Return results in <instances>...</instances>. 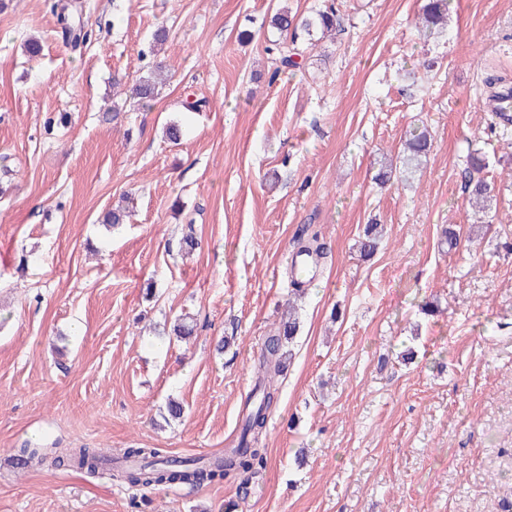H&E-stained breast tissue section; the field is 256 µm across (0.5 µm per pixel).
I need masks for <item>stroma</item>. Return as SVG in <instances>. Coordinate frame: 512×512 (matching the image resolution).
Returning a JSON list of instances; mask_svg holds the SVG:
<instances>
[{
  "instance_id": "obj_1",
  "label": "stroma",
  "mask_w": 512,
  "mask_h": 512,
  "mask_svg": "<svg viewBox=\"0 0 512 512\" xmlns=\"http://www.w3.org/2000/svg\"><path fill=\"white\" fill-rule=\"evenodd\" d=\"M53 2L0 9V156L13 170L0 174V512H503L512 131L484 106L487 78L512 81V0H453L447 37L428 40L424 0H335L343 31L278 73L264 52L271 13L324 0H80L92 35L78 50ZM32 36L43 44L34 59ZM159 58L158 98L104 122L113 81L129 88ZM189 95L206 110L185 113ZM59 112L70 123L46 132ZM180 119L174 145L163 129ZM423 127L433 149L409 179L400 144ZM474 150L494 187L481 212L465 191ZM383 155L394 171L380 185ZM129 192L131 222L103 233L102 213ZM371 221L384 238L365 260ZM189 224L201 247L186 258ZM306 231L327 256L278 380L259 477L129 488L106 471L10 467L34 446L114 458L132 446L203 458L232 447ZM180 313L196 324L187 345L162 334ZM409 347L418 357L405 365ZM171 398L181 420L165 419Z\"/></svg>"
}]
</instances>
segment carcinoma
<instances>
[{"mask_svg": "<svg viewBox=\"0 0 512 512\" xmlns=\"http://www.w3.org/2000/svg\"><path fill=\"white\" fill-rule=\"evenodd\" d=\"M451 0H428L422 7L419 25L423 35L434 33L447 25ZM57 22L67 44L76 48L87 41L88 29L83 22H75L69 8L62 6L56 12ZM340 26V17L334 6L318 9L307 15H293L284 8L275 10L270 18V27L279 33L265 45V53L283 68H298L301 56L297 48L299 37L312 40L317 32L332 33ZM162 68L158 62L152 71L141 77L130 89L129 99L144 105L156 99L158 85L153 71ZM431 134L428 129L413 130L404 143L405 167L412 171L418 168L430 152ZM471 190L468 197L475 200L479 208L486 209L490 201V189L481 178L469 179ZM128 212L121 208L110 209L102 216V226L107 231L125 223ZM377 225L365 226L359 241L360 253L371 256L378 247ZM298 332L296 308L288 303L278 334L268 337L258 354L257 378L246 400V412L241 420L236 445L224 451V455L201 459L173 455L160 448H127L120 460L112 458L95 448H73L66 452H46L42 448H22L19 457L22 464L35 462L53 468L79 469L95 474L111 464H116L114 477L131 486L192 485L222 482L231 476H240L247 481L264 468L266 462L262 437L267 430L268 419L278 402L276 376L281 372L283 360L287 359V347Z\"/></svg>", "mask_w": 512, "mask_h": 512, "instance_id": "obj_1", "label": "carcinoma"}]
</instances>
